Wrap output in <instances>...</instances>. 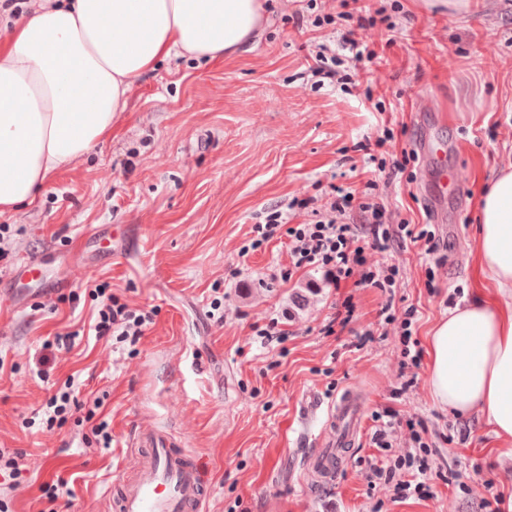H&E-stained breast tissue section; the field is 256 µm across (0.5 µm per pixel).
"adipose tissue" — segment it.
Here are the masks:
<instances>
[{"mask_svg": "<svg viewBox=\"0 0 512 512\" xmlns=\"http://www.w3.org/2000/svg\"><path fill=\"white\" fill-rule=\"evenodd\" d=\"M263 0H28L0 31V214L33 203L49 176L90 154L159 61L210 63L263 29ZM477 294L432 328L433 401L478 415L512 459V162L477 199Z\"/></svg>", "mask_w": 512, "mask_h": 512, "instance_id": "1", "label": "adipose tissue"}]
</instances>
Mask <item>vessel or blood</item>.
I'll return each instance as SVG.
<instances>
[{"label":"vessel or blood","mask_w":512,"mask_h":512,"mask_svg":"<svg viewBox=\"0 0 512 512\" xmlns=\"http://www.w3.org/2000/svg\"><path fill=\"white\" fill-rule=\"evenodd\" d=\"M336 423L330 444L356 443L361 413L351 398L337 400L329 412ZM130 467L113 482L115 512H205L210 486L202 460L160 430L135 431Z\"/></svg>","instance_id":"1"}]
</instances>
